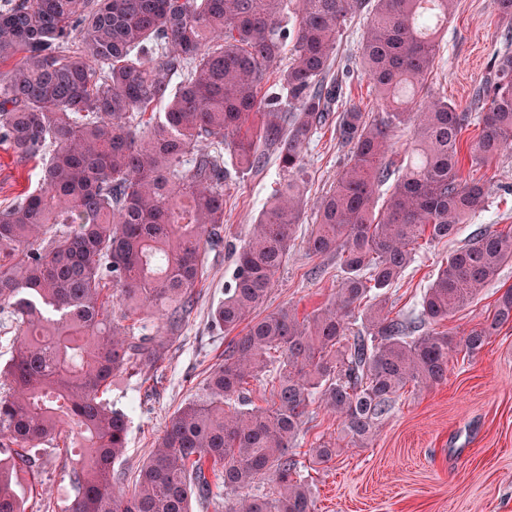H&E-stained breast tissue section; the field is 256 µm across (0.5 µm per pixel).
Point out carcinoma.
Returning <instances> with one entry per match:
<instances>
[{"label":"carcinoma","mask_w":512,"mask_h":512,"mask_svg":"<svg viewBox=\"0 0 512 512\" xmlns=\"http://www.w3.org/2000/svg\"><path fill=\"white\" fill-rule=\"evenodd\" d=\"M456 0H10L0 8V143L20 159L44 148L39 187L0 211V313L14 324L0 368V512H26L27 477L47 445L74 458L64 512H193L224 490V512H316L289 452L316 403L364 445L408 385L432 387L448 358L477 355L512 323V288L461 336L442 329L512 262V232L483 230L451 251L419 320L392 315L389 290L418 239L450 241L484 210L485 186L461 173L462 134L478 113L471 161L512 149V25L472 110L419 95ZM370 9L360 54L383 111L342 113L352 155L316 201L306 240L337 254L333 297L302 318L260 314L306 205L313 132L341 96L326 80L346 21ZM295 62L280 66L286 51ZM285 93L265 91L270 77ZM179 80L173 86V80ZM413 132L400 160L394 132ZM276 153L284 178L232 247L235 272L212 320L236 333L200 393L169 419L131 489L114 464L130 419L105 395L166 357L138 336L148 314L178 331L224 243V186ZM264 381L268 406L248 385ZM336 442L306 451L315 464Z\"/></svg>","instance_id":"1"}]
</instances>
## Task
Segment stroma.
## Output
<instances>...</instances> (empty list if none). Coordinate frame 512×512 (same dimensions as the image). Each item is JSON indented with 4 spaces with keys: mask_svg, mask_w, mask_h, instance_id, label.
<instances>
[{
    "mask_svg": "<svg viewBox=\"0 0 512 512\" xmlns=\"http://www.w3.org/2000/svg\"><path fill=\"white\" fill-rule=\"evenodd\" d=\"M366 24L347 23L336 47L332 74L343 84L337 110L355 106L375 115L380 102L365 78L359 42ZM505 27L493 0H458L439 42L437 66L424 82L430 96L471 108ZM350 156L336 135L335 120L319 127L306 152L305 188L310 202L288 258L276 276L266 310L282 307L304 315L326 303L337 288L340 260L314 256L305 240L315 220L313 201L335 183ZM41 158L17 162L0 144V209L35 187ZM466 178L485 183L486 209L462 225L456 238L464 245L482 229L512 231V149L488 166L462 159ZM281 172L274 154L258 170L234 178L224 190V229L244 241L265 200L277 188ZM445 243L422 245L393 289L395 313L416 316L417 302L448 255ZM235 265L225 250L210 252L195 292L193 312L168 347L157 372L143 379L121 377L112 384L114 407L130 409L127 449L117 463L133 480L153 450L169 418L191 400L210 370L224 357L230 334L216 329L212 313L224 298V284ZM512 286V264L497 280L444 322L460 335L483 321L501 289ZM40 468L30 480L27 512H61L70 496L69 460L37 449ZM316 512H512V325L503 327L473 358L452 355L445 382L428 389L406 387L377 435L360 447H342L336 457L311 474Z\"/></svg>",
    "mask_w": 512,
    "mask_h": 512,
    "instance_id": "stroma-1",
    "label": "stroma"
}]
</instances>
